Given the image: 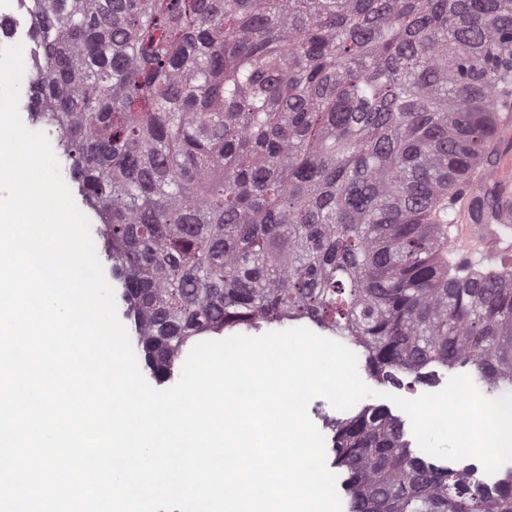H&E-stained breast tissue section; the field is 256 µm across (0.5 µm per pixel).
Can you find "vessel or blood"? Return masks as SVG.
<instances>
[{
	"label": "vessel or blood",
	"mask_w": 512,
	"mask_h": 512,
	"mask_svg": "<svg viewBox=\"0 0 512 512\" xmlns=\"http://www.w3.org/2000/svg\"><path fill=\"white\" fill-rule=\"evenodd\" d=\"M480 181L485 189L496 192L497 205L475 212L476 191L467 188L456 201L453 223L445 230L458 263L494 269L512 260V150L503 149L498 163Z\"/></svg>",
	"instance_id": "obj_1"
}]
</instances>
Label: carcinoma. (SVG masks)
<instances>
[{
    "mask_svg": "<svg viewBox=\"0 0 512 512\" xmlns=\"http://www.w3.org/2000/svg\"><path fill=\"white\" fill-rule=\"evenodd\" d=\"M34 125L56 133L158 382L203 333L311 318L380 383L512 389V266L440 224L512 110V0H32ZM350 512H512L397 418L331 420Z\"/></svg>",
    "mask_w": 512,
    "mask_h": 512,
    "instance_id": "cac0c4a2",
    "label": "carcinoma"
}]
</instances>
